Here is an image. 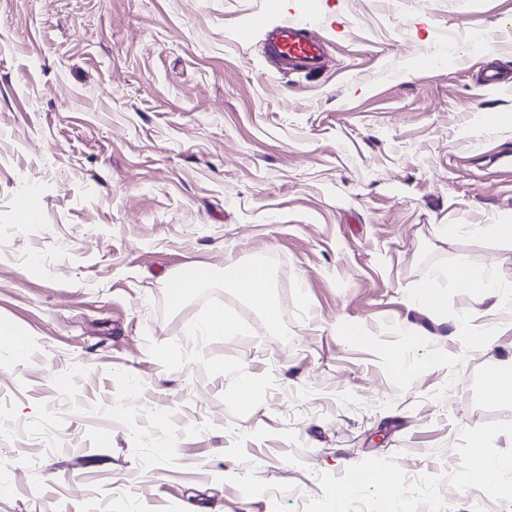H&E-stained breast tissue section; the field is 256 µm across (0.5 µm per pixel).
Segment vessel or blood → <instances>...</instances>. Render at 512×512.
Segmentation results:
<instances>
[{
  "label": "vessel or blood",
  "instance_id": "1",
  "mask_svg": "<svg viewBox=\"0 0 512 512\" xmlns=\"http://www.w3.org/2000/svg\"><path fill=\"white\" fill-rule=\"evenodd\" d=\"M266 29L264 52L281 72H288L294 65L312 66L322 62L325 43L310 35L306 22L287 18Z\"/></svg>",
  "mask_w": 512,
  "mask_h": 512
}]
</instances>
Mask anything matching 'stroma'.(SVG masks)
Returning a JSON list of instances; mask_svg holds the SVG:
<instances>
[{
	"label": "stroma",
	"mask_w": 512,
	"mask_h": 512,
	"mask_svg": "<svg viewBox=\"0 0 512 512\" xmlns=\"http://www.w3.org/2000/svg\"><path fill=\"white\" fill-rule=\"evenodd\" d=\"M316 3L325 65L281 73L238 34L308 0H0V323L26 343L0 337V512H362L369 468L408 512H512L468 465L474 436L512 461L482 384L512 318L448 284L412 303L461 258L512 283V86L484 82L512 75V0ZM257 256L290 340L246 309L201 347L272 374L237 419L229 376L147 344L192 346L201 302L161 311L180 264Z\"/></svg>",
	"instance_id": "stroma-1"
}]
</instances>
